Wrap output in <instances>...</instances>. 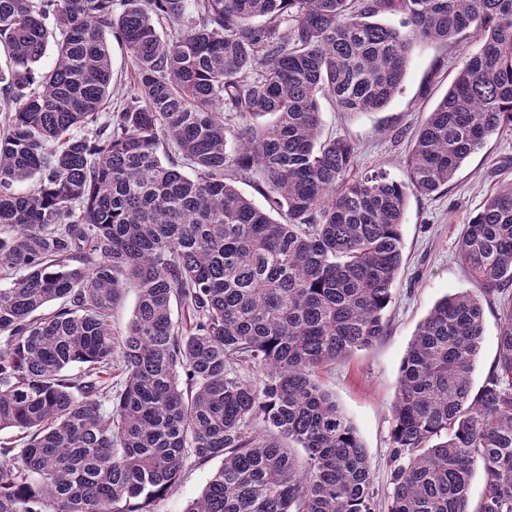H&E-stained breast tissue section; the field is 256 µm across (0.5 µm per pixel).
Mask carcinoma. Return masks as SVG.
<instances>
[{
    "label": "carcinoma",
    "mask_w": 512,
    "mask_h": 512,
    "mask_svg": "<svg viewBox=\"0 0 512 512\" xmlns=\"http://www.w3.org/2000/svg\"><path fill=\"white\" fill-rule=\"evenodd\" d=\"M468 29L404 178L356 174L318 96L377 112L415 45ZM108 32L134 63L118 110ZM0 54V512H155L217 460L186 512H512V300L470 378L483 299L512 287V183L459 241L474 288L402 361L384 500L318 380L387 333L408 192L512 130V0H0ZM253 176L279 218L235 187ZM137 291L135 288H128L122 301L112 313L111 324L115 333H124L131 318L136 305ZM499 299L500 295L495 294L491 297L490 302L486 303L484 301V337L470 376L475 390L483 386L496 360L499 331Z\"/></svg>",
    "instance_id": "obj_1"
}]
</instances>
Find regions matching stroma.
Returning <instances> with one entry per match:
<instances>
[{
  "instance_id": "obj_1",
  "label": "stroma",
  "mask_w": 512,
  "mask_h": 512,
  "mask_svg": "<svg viewBox=\"0 0 512 512\" xmlns=\"http://www.w3.org/2000/svg\"><path fill=\"white\" fill-rule=\"evenodd\" d=\"M480 46L472 31L455 42L417 45L400 92L377 112L347 115L320 99L323 133L343 137L358 148L357 171L386 170L403 178L413 138L429 112L447 93L464 59ZM512 181V131L492 135L467 158L445 190L409 194L402 224L403 265L386 311L389 331L369 349L355 352L322 370L320 380L355 425L372 461L377 497L392 490L391 408L400 366L419 323L445 295L472 288L458 257V241L470 218L503 184ZM499 299L484 305V337L471 372L482 387L497 355ZM212 466L192 469L156 506V512H184L198 498Z\"/></svg>"
}]
</instances>
